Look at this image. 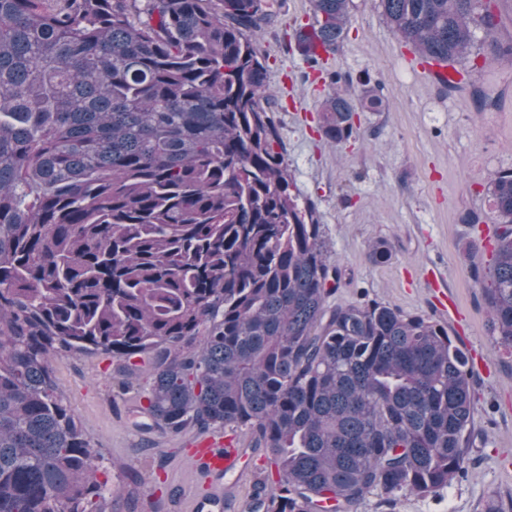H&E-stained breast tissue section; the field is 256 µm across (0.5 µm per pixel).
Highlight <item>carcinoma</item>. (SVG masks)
<instances>
[{
	"label": "carcinoma",
	"mask_w": 512,
	"mask_h": 512,
	"mask_svg": "<svg viewBox=\"0 0 512 512\" xmlns=\"http://www.w3.org/2000/svg\"><path fill=\"white\" fill-rule=\"evenodd\" d=\"M311 65L352 0H312ZM425 63L496 38L497 0H380ZM269 0H0V512H94L103 458L63 401L59 352H102L119 385L150 373L143 428L250 436L266 474L250 512H350L437 495L468 471L471 367L442 325L341 278L282 153L258 34ZM319 105L326 140L378 108L370 76ZM492 270L471 261L512 347V169L488 178ZM386 243L368 259L391 258Z\"/></svg>",
	"instance_id": "obj_1"
}]
</instances>
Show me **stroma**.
Instances as JSON below:
<instances>
[{
  "label": "stroma",
  "mask_w": 512,
  "mask_h": 512,
  "mask_svg": "<svg viewBox=\"0 0 512 512\" xmlns=\"http://www.w3.org/2000/svg\"><path fill=\"white\" fill-rule=\"evenodd\" d=\"M313 17L311 0H281L274 24L258 37L267 85L278 102L283 157L299 204H313L332 262L342 277L333 304L377 300L445 326L472 360L473 425L485 439L473 447L466 478L435 496L386 504L374 495L354 512H484L490 495L512 497V348L492 337L481 288L466 255L490 260L498 225L487 191L491 173L512 169V56H488L472 87L448 91L430 80L411 47L387 25L378 0H353L347 36L324 63L357 95L369 72L382 100L357 109L359 138L334 145L319 129L325 94L318 71L295 48L298 25ZM492 90L498 105L479 109L473 87ZM473 211L479 224H461ZM386 241L392 258L367 254ZM451 295L456 311L443 306ZM55 378L88 441L104 459L110 512H188L190 497L211 493L188 454L201 428L180 435L140 430L148 375L117 388L113 361L102 353L57 354ZM261 463L224 481L223 512H249Z\"/></svg>",
  "instance_id": "stroma-1"
}]
</instances>
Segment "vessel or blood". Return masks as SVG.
Segmentation results:
<instances>
[{"label": "vessel or blood", "mask_w": 512, "mask_h": 512, "mask_svg": "<svg viewBox=\"0 0 512 512\" xmlns=\"http://www.w3.org/2000/svg\"><path fill=\"white\" fill-rule=\"evenodd\" d=\"M193 467L200 478L212 482L214 495L208 502L192 501L190 508L192 512H209L212 503L222 499L224 478L237 476L243 469L244 455L234 435H208L196 442Z\"/></svg>", "instance_id": "1"}]
</instances>
